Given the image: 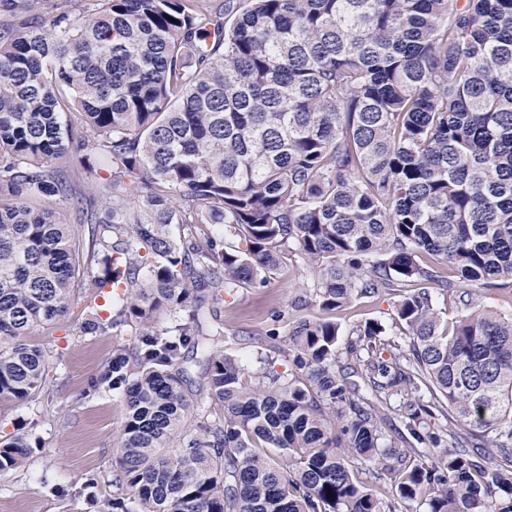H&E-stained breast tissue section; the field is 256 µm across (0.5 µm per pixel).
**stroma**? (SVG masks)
Returning <instances> with one entry per match:
<instances>
[{
  "label": "stroma",
  "instance_id": "1",
  "mask_svg": "<svg viewBox=\"0 0 512 512\" xmlns=\"http://www.w3.org/2000/svg\"><path fill=\"white\" fill-rule=\"evenodd\" d=\"M303 292L294 261H284L264 286L240 291L215 303L207 326L224 328L225 354L256 367L271 360L275 370H293L287 351L267 332L275 316H289ZM86 291H78L64 321L51 331L37 332L32 343L49 358L50 393L26 403L0 402V441L17 430L29 433L32 453L24 468L0 472V512H88L81 489L90 476L112 468L113 438L124 414L119 393L93 382L118 345H132L135 331L78 336L75 322L85 316Z\"/></svg>",
  "mask_w": 512,
  "mask_h": 512
}]
</instances>
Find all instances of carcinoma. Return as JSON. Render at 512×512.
Returning <instances> with one entry per match:
<instances>
[{"label":"carcinoma","instance_id":"carcinoma-1","mask_svg":"<svg viewBox=\"0 0 512 512\" xmlns=\"http://www.w3.org/2000/svg\"><path fill=\"white\" fill-rule=\"evenodd\" d=\"M98 2L0 31V401L47 392L28 337L110 288L75 324L137 336L96 381L125 403L97 512H512V313L483 304L512 287V0ZM74 157L111 166L99 199ZM286 255L324 313L269 330L289 378L202 326ZM375 295L391 324L339 348L335 311Z\"/></svg>","mask_w":512,"mask_h":512}]
</instances>
